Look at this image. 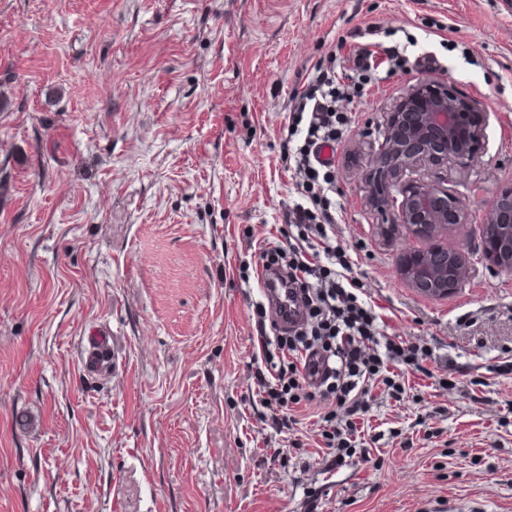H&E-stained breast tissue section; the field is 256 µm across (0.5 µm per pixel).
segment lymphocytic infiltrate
Instances as JSON below:
<instances>
[{
	"instance_id": "lymphocytic-infiltrate-1",
	"label": "lymphocytic infiltrate",
	"mask_w": 512,
	"mask_h": 512,
	"mask_svg": "<svg viewBox=\"0 0 512 512\" xmlns=\"http://www.w3.org/2000/svg\"><path fill=\"white\" fill-rule=\"evenodd\" d=\"M347 97L334 71L313 68L291 101L280 126L287 143L282 160L293 169L299 199L287 215V243H265L263 266L286 271L288 283L304 304L302 324L288 335L261 334L257 357L270 366L257 377L260 402L280 412L281 424L296 425L291 406L315 397L335 399L339 413L322 417L326 448L345 454L357 423L374 400V388L402 397L398 372H424L431 351L421 342L390 335L380 327L361 276L346 250L336 246V168L321 160L323 147L335 145L349 118L340 104ZM320 356L319 381L307 380L304 361Z\"/></svg>"
}]
</instances>
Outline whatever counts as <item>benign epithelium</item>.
I'll return each mask as SVG.
<instances>
[{
	"label": "benign epithelium",
	"mask_w": 512,
	"mask_h": 512,
	"mask_svg": "<svg viewBox=\"0 0 512 512\" xmlns=\"http://www.w3.org/2000/svg\"><path fill=\"white\" fill-rule=\"evenodd\" d=\"M474 112L471 99L455 93L446 82L424 83L407 94L384 131L381 149L368 176L375 203L392 208L388 221L422 242L405 256L400 273L429 297H445L460 287L473 260L512 272V187L493 200L482 223L481 249L475 253L432 245L438 232L464 223L462 199L439 176L429 181L407 178L419 166L464 169L481 152L479 122L462 124ZM401 195L394 204L393 192Z\"/></svg>",
	"instance_id": "benign-epithelium-1"
}]
</instances>
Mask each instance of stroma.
<instances>
[{"instance_id": "1", "label": "stroma", "mask_w": 512, "mask_h": 512, "mask_svg": "<svg viewBox=\"0 0 512 512\" xmlns=\"http://www.w3.org/2000/svg\"><path fill=\"white\" fill-rule=\"evenodd\" d=\"M360 43L401 58L361 80ZM313 67L351 97L336 240L431 350L420 401L377 396L340 460L333 400L298 409V449L254 396L245 231L297 199L279 127ZM425 80L480 106L483 154L448 174L466 222L434 239L473 250L512 186V0H0V512H512V273L423 296L362 179Z\"/></svg>"}]
</instances>
